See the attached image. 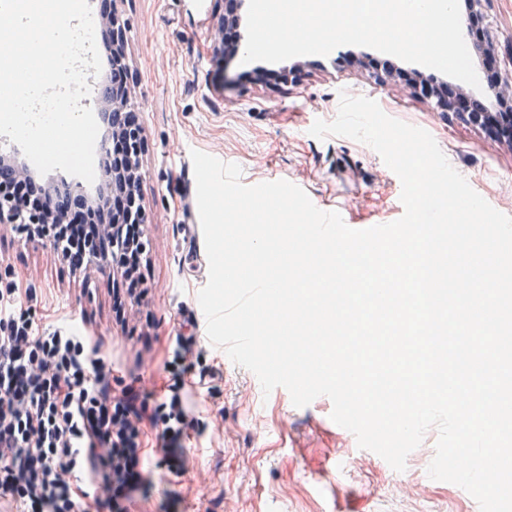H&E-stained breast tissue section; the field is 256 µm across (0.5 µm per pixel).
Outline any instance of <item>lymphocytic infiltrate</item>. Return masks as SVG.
<instances>
[{
	"label": "lymphocytic infiltrate",
	"instance_id": "f902f5d3",
	"mask_svg": "<svg viewBox=\"0 0 512 512\" xmlns=\"http://www.w3.org/2000/svg\"><path fill=\"white\" fill-rule=\"evenodd\" d=\"M134 112L119 113L110 135L105 171H125L106 207L90 198L65 202L60 222H46L45 181L19 177L0 162V198L39 216L28 236L49 241L70 271L96 257L115 264L128 294L143 283L145 227L130 222L140 177L130 171L135 154L126 138L138 129ZM17 291L0 288V512H125L142 477L138 471L146 428L161 448H177L193 425L183 396L195 382L187 364L191 348L176 343L172 382L163 402L150 404L135 384L112 385V363L87 337L58 327L38 331L29 311L16 310Z\"/></svg>",
	"mask_w": 512,
	"mask_h": 512
}]
</instances>
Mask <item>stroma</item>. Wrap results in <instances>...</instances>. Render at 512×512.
Here are the masks:
<instances>
[{
	"label": "stroma",
	"mask_w": 512,
	"mask_h": 512,
	"mask_svg": "<svg viewBox=\"0 0 512 512\" xmlns=\"http://www.w3.org/2000/svg\"><path fill=\"white\" fill-rule=\"evenodd\" d=\"M129 21L125 44L132 95L145 138L139 158L146 215L148 293L117 319L116 270L71 274L48 242L0 225V280L15 287L38 329L70 326L101 341L112 359V384L140 375L162 396L179 312L198 301L208 279L197 247L196 181L191 150L238 164L246 185L286 180L320 210L341 209L349 227L386 224L404 213L401 182L369 145L340 136L318 139L315 120L333 121L339 94L375 100L389 116L428 131L450 164L499 212L512 216V150L483 130L441 112L399 80L379 86L355 47L357 64L336 54L295 58L298 80L250 82L242 52L224 54L223 9L215 0H115ZM499 72L512 71V0H489ZM223 365V391L187 398L199 426L183 445L194 466L169 472L156 454L155 429L144 437V478L128 512H479L474 498L443 481L412 482L379 459L361 457L330 421L332 405L295 407L287 392L263 393L249 370L206 346Z\"/></svg>",
	"instance_id": "obj_1"
}]
</instances>
